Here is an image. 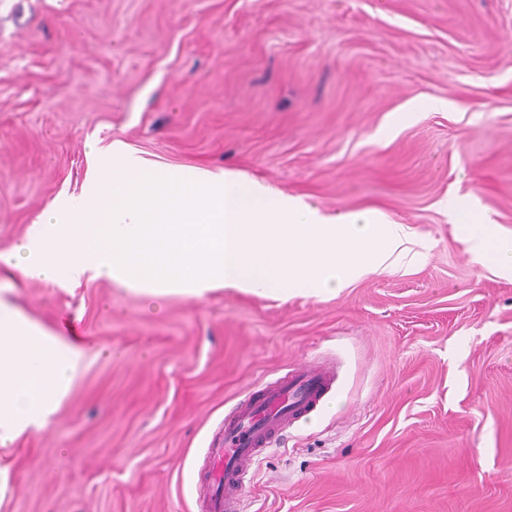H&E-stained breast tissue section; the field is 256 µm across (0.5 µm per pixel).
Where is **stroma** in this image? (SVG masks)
I'll use <instances>...</instances> for the list:
<instances>
[{
  "label": "stroma",
  "mask_w": 512,
  "mask_h": 512,
  "mask_svg": "<svg viewBox=\"0 0 512 512\" xmlns=\"http://www.w3.org/2000/svg\"><path fill=\"white\" fill-rule=\"evenodd\" d=\"M92 142L376 209L415 243L320 298L0 279L94 355L17 440L6 512H197L225 413L313 362L330 401L264 453L246 512H512V276L448 210L512 241V0H0V252L79 195Z\"/></svg>",
  "instance_id": "35a3bbf8"
}]
</instances>
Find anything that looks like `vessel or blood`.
Returning <instances> with one entry per match:
<instances>
[{"mask_svg":"<svg viewBox=\"0 0 512 512\" xmlns=\"http://www.w3.org/2000/svg\"><path fill=\"white\" fill-rule=\"evenodd\" d=\"M336 384L333 368L313 363L268 382L224 417L221 440L211 443L203 512H241V492L253 464L278 433L307 421Z\"/></svg>","mask_w":512,"mask_h":512,"instance_id":"1","label":"vessel or blood"}]
</instances>
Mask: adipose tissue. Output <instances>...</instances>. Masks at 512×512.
Masks as SVG:
<instances>
[{"label": "adipose tissue", "mask_w": 512, "mask_h": 512, "mask_svg": "<svg viewBox=\"0 0 512 512\" xmlns=\"http://www.w3.org/2000/svg\"><path fill=\"white\" fill-rule=\"evenodd\" d=\"M460 228L475 260L512 274V242L500 238L488 215L469 213ZM87 364L83 345L0 296V505L21 490L12 445L23 434L51 428Z\"/></svg>", "instance_id": "ef3b65f1"}]
</instances>
